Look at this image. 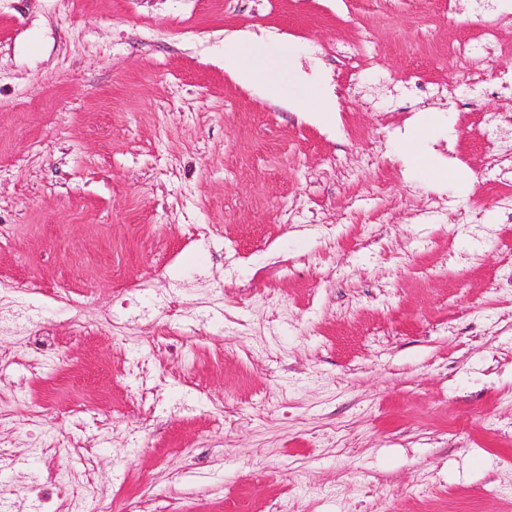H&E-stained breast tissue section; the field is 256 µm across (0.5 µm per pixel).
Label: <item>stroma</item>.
<instances>
[{"instance_id": "stroma-1", "label": "stroma", "mask_w": 512, "mask_h": 512, "mask_svg": "<svg viewBox=\"0 0 512 512\" xmlns=\"http://www.w3.org/2000/svg\"><path fill=\"white\" fill-rule=\"evenodd\" d=\"M503 75V0H0V512H512ZM240 36H229L225 43L234 48L224 51V71L241 84H259L268 99H293L304 112H333L334 106L319 87L291 85L282 79L286 58L277 51L261 46L238 48Z\"/></svg>"}]
</instances>
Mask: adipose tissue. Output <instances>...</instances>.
I'll use <instances>...</instances> for the list:
<instances>
[{
  "instance_id": "adipose-tissue-1",
  "label": "adipose tissue",
  "mask_w": 512,
  "mask_h": 512,
  "mask_svg": "<svg viewBox=\"0 0 512 512\" xmlns=\"http://www.w3.org/2000/svg\"><path fill=\"white\" fill-rule=\"evenodd\" d=\"M224 53V70L242 84H258L268 99L295 100L307 112H330L334 106L319 87L310 84L291 85L282 79L287 66L286 58L277 51L261 46L239 48V39L229 36Z\"/></svg>"
}]
</instances>
